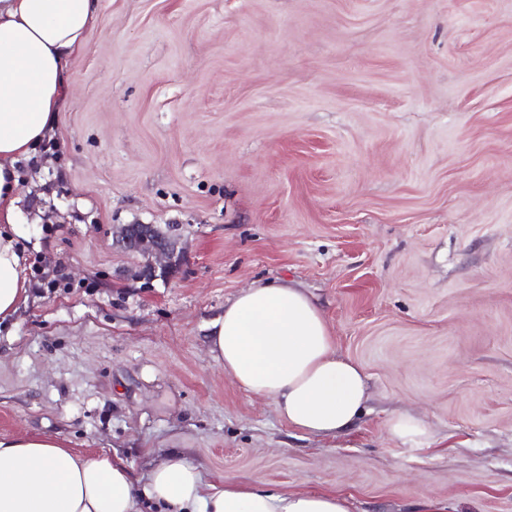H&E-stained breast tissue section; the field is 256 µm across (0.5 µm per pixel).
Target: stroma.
<instances>
[{"label": "stroma", "instance_id": "35a3bbf8", "mask_svg": "<svg viewBox=\"0 0 512 512\" xmlns=\"http://www.w3.org/2000/svg\"><path fill=\"white\" fill-rule=\"evenodd\" d=\"M58 148L21 169L28 305L0 324V438L352 512H512V0H99ZM122 224H176L136 278ZM294 281L367 375L336 435L209 355L257 280ZM417 417L424 437L387 424ZM389 433L403 440H414L425 435L422 422L409 414H400L391 419L388 424Z\"/></svg>", "mask_w": 512, "mask_h": 512}]
</instances>
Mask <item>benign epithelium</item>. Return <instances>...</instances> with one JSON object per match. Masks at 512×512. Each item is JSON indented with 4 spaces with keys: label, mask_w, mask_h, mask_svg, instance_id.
<instances>
[{
    "label": "benign epithelium",
    "mask_w": 512,
    "mask_h": 512,
    "mask_svg": "<svg viewBox=\"0 0 512 512\" xmlns=\"http://www.w3.org/2000/svg\"><path fill=\"white\" fill-rule=\"evenodd\" d=\"M177 230L176 224H168L164 229L155 224H122L116 232L115 242L125 251L144 259L136 275L151 280L184 258L181 235Z\"/></svg>",
    "instance_id": "benign-epithelium-1"
}]
</instances>
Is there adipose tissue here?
I'll return each instance as SVG.
<instances>
[{"mask_svg":"<svg viewBox=\"0 0 512 512\" xmlns=\"http://www.w3.org/2000/svg\"><path fill=\"white\" fill-rule=\"evenodd\" d=\"M98 0H0V322L30 297L27 247L18 229L20 165L48 137L72 83ZM208 351L239 387L272 401L290 427L333 434L359 417L366 376L336 352L325 314L294 282L253 284L210 325ZM350 512L332 492L277 493L257 484L205 482L171 456L138 488L128 467L84 458L50 437L0 439V512Z\"/></svg>","mask_w":512,"mask_h":512,"instance_id":"1","label":"adipose tissue"}]
</instances>
